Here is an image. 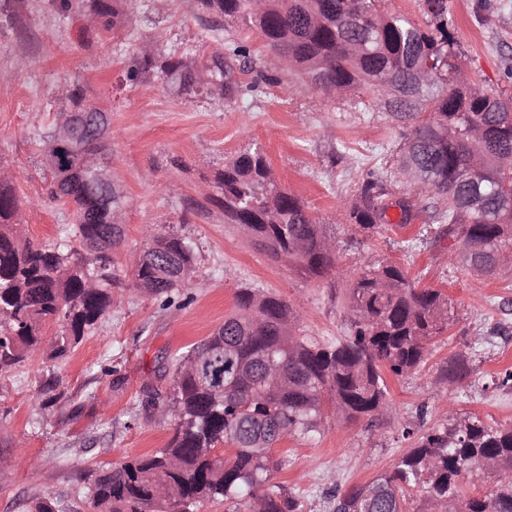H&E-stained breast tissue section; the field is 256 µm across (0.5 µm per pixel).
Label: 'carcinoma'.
Wrapping results in <instances>:
<instances>
[{"label": "carcinoma", "mask_w": 512, "mask_h": 512, "mask_svg": "<svg viewBox=\"0 0 512 512\" xmlns=\"http://www.w3.org/2000/svg\"><path fill=\"white\" fill-rule=\"evenodd\" d=\"M121 0H81L85 17L108 29L131 23ZM382 0H355L358 12L345 19L350 0H200L202 8L231 22L253 26L267 45L327 97L371 87L385 89L381 106L409 132L398 171L439 196L432 218L455 242L467 269L494 275L498 253L512 249V96L488 94L468 84L457 48L448 0H424V21L386 13ZM249 61L237 43L215 52L205 71L224 79V68ZM432 71L429 88H417V72ZM160 72L189 93L198 83L190 65L151 48L140 49L129 79ZM68 109L82 107L83 89L68 86ZM209 202L224 210V223L243 224L276 259L286 253L298 273H329L333 254L323 250V225L305 204L278 186L259 148L225 161ZM51 200L70 205L74 226L55 243L22 235L20 201L12 181L0 179V373L40 355L50 362L68 357L94 331L112 305V289L123 287L112 250L123 234L112 232L102 187L76 170L54 174ZM379 181L366 180L348 219L362 231L412 220V206L386 199ZM149 245L130 259L133 286L162 303L176 292L200 287L194 276V243L145 226ZM92 249L85 256L71 239ZM349 334L322 343L294 330L299 316L273 293L237 292L236 310L205 340L172 358L175 433L165 447L89 474L83 512H200L208 503H235L236 512H301L294 496L272 482L279 469L271 448L287 435L312 440L321 433L326 406L346 422L375 419L389 408L383 372H417L428 346L457 322L455 307L433 288H417L391 262L367 264L344 294ZM55 327L51 341L46 329ZM464 354H454L441 374L453 391L470 377ZM402 436L413 446L392 473L345 490L333 483L332 504L350 501L363 512H404L408 490L419 489L428 512H512V425L492 424L448 403L447 422L421 435L411 426ZM234 445L226 458L221 447ZM498 476L481 496L461 489L466 472ZM32 512H61L51 490Z\"/></svg>", "instance_id": "obj_1"}]
</instances>
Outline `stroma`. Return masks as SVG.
I'll return each mask as SVG.
<instances>
[{
	"label": "stroma",
	"instance_id": "stroma-1",
	"mask_svg": "<svg viewBox=\"0 0 512 512\" xmlns=\"http://www.w3.org/2000/svg\"><path fill=\"white\" fill-rule=\"evenodd\" d=\"M467 80L489 93L512 95V0H448ZM132 23L81 33L78 11L59 0H25L13 23L0 22V169L13 180L26 234L55 240L71 224L69 206L48 198L51 172L45 137L64 104L59 85H80L109 122L106 148L112 171L130 202L124 235L115 250L119 265L140 252L144 225L176 232L195 244L190 296L165 305L125 286L95 332L63 362L40 357L0 373V512H29L44 490H53L66 512L81 503L89 473L163 447L175 421L167 411L172 370L160 355L174 356L209 336L234 311L242 288L279 294L300 320L299 333L322 342L348 334L342 302L346 284L367 263L400 265L419 288H436L452 302L458 320L428 348L418 373L388 377L391 406L377 424L344 422L328 415L320 439L296 436L276 444L281 462L273 480L296 496L303 512H332L333 483L364 484L392 471L410 441L401 436L426 407L425 427L445 422L449 406L489 422L512 423V390L490 388L492 376L512 368V270L489 277L467 271L454 242L430 218L434 195L396 174L403 128L365 89L327 98L290 69L245 25L201 10L199 0H124ZM247 47L255 70L270 84L256 99L210 94L206 82L185 94L162 74L130 81L126 71L142 45L155 54L206 63L217 48ZM23 70H16L18 60ZM260 147L277 184L299 197L336 243L335 269L307 278L288 262L252 247L240 225L224 221L209 205L190 213L215 174L236 154ZM375 177L392 197L406 198L417 213L409 224L370 233L350 224L347 213L363 181ZM510 327L493 335L497 325ZM468 353L474 375L449 392L440 369L448 357ZM54 397L38 411L35 401Z\"/></svg>",
	"mask_w": 512,
	"mask_h": 512
}]
</instances>
